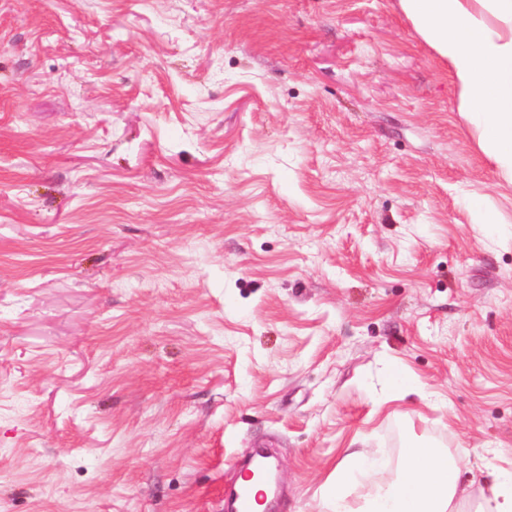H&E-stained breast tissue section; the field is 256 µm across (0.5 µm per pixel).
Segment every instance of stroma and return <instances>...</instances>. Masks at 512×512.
Here are the masks:
<instances>
[{
	"label": "stroma",
	"mask_w": 512,
	"mask_h": 512,
	"mask_svg": "<svg viewBox=\"0 0 512 512\" xmlns=\"http://www.w3.org/2000/svg\"><path fill=\"white\" fill-rule=\"evenodd\" d=\"M415 443L512 460V182L399 0H0V512H224L259 444L330 512Z\"/></svg>",
	"instance_id": "stroma-1"
}]
</instances>
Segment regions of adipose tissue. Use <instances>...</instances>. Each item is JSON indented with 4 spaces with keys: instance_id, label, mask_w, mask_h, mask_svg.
<instances>
[{
    "instance_id": "ef3b65f1",
    "label": "adipose tissue",
    "mask_w": 512,
    "mask_h": 512,
    "mask_svg": "<svg viewBox=\"0 0 512 512\" xmlns=\"http://www.w3.org/2000/svg\"><path fill=\"white\" fill-rule=\"evenodd\" d=\"M415 31L448 64L460 110L484 152L512 177V0H399ZM365 453H347L329 494L333 512H512V468L489 472L480 490L460 485L455 464L435 449H409L397 480L357 504L342 494L366 475Z\"/></svg>"
}]
</instances>
